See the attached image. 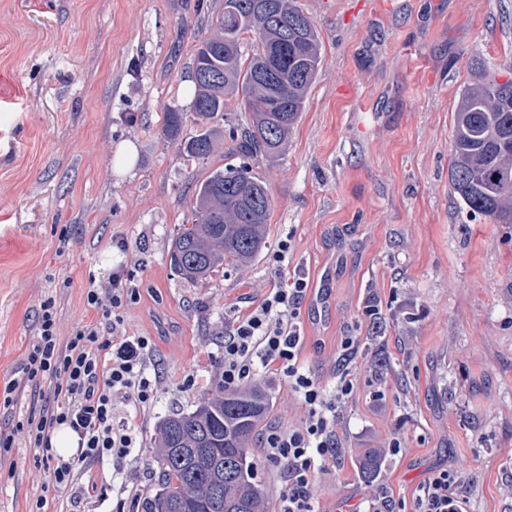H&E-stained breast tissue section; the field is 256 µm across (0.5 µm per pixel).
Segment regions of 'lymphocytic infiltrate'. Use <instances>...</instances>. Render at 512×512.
<instances>
[{
	"instance_id": "1",
	"label": "lymphocytic infiltrate",
	"mask_w": 512,
	"mask_h": 512,
	"mask_svg": "<svg viewBox=\"0 0 512 512\" xmlns=\"http://www.w3.org/2000/svg\"><path fill=\"white\" fill-rule=\"evenodd\" d=\"M309 286L305 275L289 277L257 308L236 317L220 344L225 389L238 388L274 365L305 406L299 424H267L260 438L261 455L283 484L279 512H319L311 488L317 477L328 473V459L339 454V409L354 389L350 365L358 337L342 343L336 358L340 377L333 388L317 383L300 359L304 336L297 317ZM85 299L94 316L66 337L59 333L54 299L41 302L20 381L0 392V405L7 409L16 404V391L29 397L28 410L13 432L0 433V447L12 448L16 434H23L53 489L29 500L25 512H54L58 494L79 507L90 493L82 478L94 467H111L118 494L128 493L124 467L143 448L141 426L155 404L159 383L154 341L125 335L123 316L139 301L140 292L120 266L106 279H89ZM62 427L77 437V448L68 457L58 454L51 442ZM468 503L459 473L443 469L419 486L411 512H470Z\"/></svg>"
}]
</instances>
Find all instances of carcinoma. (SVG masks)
I'll list each match as a JSON object with an SVG mask.
<instances>
[{
  "instance_id": "1",
  "label": "carcinoma",
  "mask_w": 512,
  "mask_h": 512,
  "mask_svg": "<svg viewBox=\"0 0 512 512\" xmlns=\"http://www.w3.org/2000/svg\"><path fill=\"white\" fill-rule=\"evenodd\" d=\"M303 16L294 0H224L214 32L195 46L190 109L165 113L164 137L179 147L187 167L208 158L226 133L235 145L224 167L196 183L194 219L173 236L170 264L182 279L203 284L226 265L252 261L264 246L272 203L251 161L283 154L322 61L311 21L292 49L273 58L270 48ZM249 33L254 49L245 56L243 35ZM263 69L272 70V80L257 84ZM231 100L250 115L243 128H224ZM508 123L512 80L499 82L483 70L460 91L448 171L469 213L512 224V184L499 179L512 169V150L497 140ZM188 124L196 133L185 138ZM269 409L260 389L226 390L218 381L194 410L166 415L157 428L155 493L143 498L141 512H239V504L246 512H269L248 448Z\"/></svg>"
}]
</instances>
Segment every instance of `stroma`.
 Segmentation results:
<instances>
[{"label":"stroma","mask_w":512,"mask_h":512,"mask_svg":"<svg viewBox=\"0 0 512 512\" xmlns=\"http://www.w3.org/2000/svg\"><path fill=\"white\" fill-rule=\"evenodd\" d=\"M322 62L282 156L257 158L272 219L251 263L206 284L167 255L193 219L195 183L222 167L229 141L187 171L162 127L189 109L194 45L224 0H0V389L35 334L45 294L61 336L85 316L84 288L127 266L141 299L128 334L152 337L158 399L142 424L146 453L127 478L154 487L150 450L171 410L192 411L212 381L224 326L294 272L326 278L329 304L305 300L302 356L337 380L343 337L360 345L341 408L342 456L312 486L322 512H361L411 495L456 467L473 512H512V224L475 218L448 176L459 94L480 69L512 77V0H297ZM137 148L130 174L113 161ZM123 236L127 251L112 246ZM293 249L269 263L282 239ZM379 309L365 314L366 305ZM284 426L305 415L284 378L259 374ZM378 451L381 475L360 459ZM16 436L15 474L0 469V512H24L47 479Z\"/></svg>","instance_id":"1"}]
</instances>
